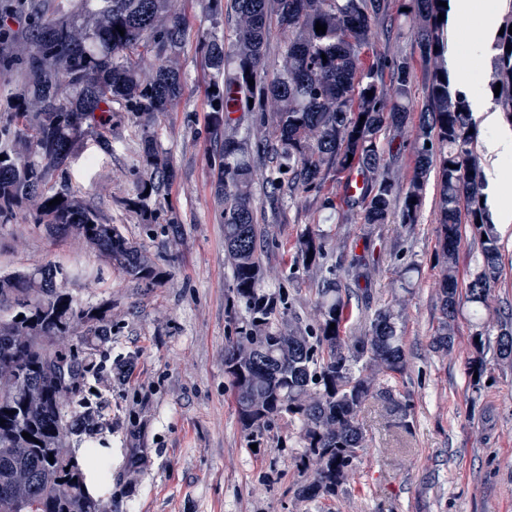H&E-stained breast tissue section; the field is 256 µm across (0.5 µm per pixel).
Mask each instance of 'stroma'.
Masks as SVG:
<instances>
[{
    "instance_id": "stroma-1",
    "label": "stroma",
    "mask_w": 512,
    "mask_h": 512,
    "mask_svg": "<svg viewBox=\"0 0 512 512\" xmlns=\"http://www.w3.org/2000/svg\"><path fill=\"white\" fill-rule=\"evenodd\" d=\"M188 25L180 57L184 93L174 108L144 125L116 106L104 126L112 142L103 153L85 137L67 176H49L48 192H68L122 227L163 271L161 284L140 288L111 269L75 236L58 238L44 226L21 220L0 224V275L52 263L69 270L62 289L87 309L106 311L107 343L95 351V372L78 395L97 406L100 427L74 448L84 460L93 447L108 466L91 471L102 512H512V367L486 350L480 398H473L466 365L472 328L460 321L451 353L430 343L440 316L436 298V225L431 206L404 240L395 225L366 236L359 220L335 214L346 200L343 180L329 178L321 191L281 195L270 205L261 166L253 185L267 233L261 245L266 270L262 288L285 295L291 312L311 323L310 290L337 259L373 250L385 257L371 282L387 299L402 267L399 249L418 267V286L407 297L404 332L411 368L390 380L410 396L408 428L393 426L381 406L360 418L369 446L336 495L314 501L297 495L305 475L298 427L282 419L261 435L242 432L224 347L246 316L224 255L223 203L215 194L216 143L210 115L215 77L201 51L205 38L232 40L233 20L215 16L209 0H172ZM491 47L469 56L464 71L450 70L454 87L468 97H487ZM172 161L175 176L158 194H141L139 160L143 130ZM333 208L324 206V199ZM183 227L172 240L168 226ZM323 231L324 268L304 271L297 240L306 227ZM505 275L494 288L484 319L512 316V227L499 231ZM405 259V260H406Z\"/></svg>"
}]
</instances>
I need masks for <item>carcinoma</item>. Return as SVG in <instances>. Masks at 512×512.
Wrapping results in <instances>:
<instances>
[{
    "label": "carcinoma",
    "instance_id": "cac0c4a2",
    "mask_svg": "<svg viewBox=\"0 0 512 512\" xmlns=\"http://www.w3.org/2000/svg\"><path fill=\"white\" fill-rule=\"evenodd\" d=\"M31 9L36 15L29 43L19 50L25 108L14 115L15 129L0 132V224L17 222L22 204L32 201L33 223L80 238L111 268L139 286H153L162 273L119 225L76 197L47 206L54 196L45 186L51 173L70 165L80 141L99 123L97 113L118 104L150 121L181 98L184 19L172 12L170 0H81L50 20L37 14L39 5ZM213 12H225L221 0ZM225 13L237 20L234 42L227 47L213 35L203 50L215 77L224 80L212 98L220 141L215 193L224 204V252L248 318L225 348L224 373L244 431L260 433L283 418L298 425L299 459L310 475L297 495L314 501L336 495L368 448L359 416L370 402L381 403L395 426L408 427L407 399L388 379L410 366L401 294L412 290V267L399 275L390 300L374 306L360 301L356 327L350 305L357 294L339 276L314 289L313 326L286 319L285 298L261 293L262 227L251 193L257 162L272 164L274 197L319 190L330 174L356 170L365 188L351 206L359 208L361 223L396 224L402 234L418 223L430 175L438 174L433 202L440 317L431 344L438 353L451 352L459 318L468 315L477 327L476 356L467 368L475 388L486 370L483 318L502 277L500 236L481 201L485 179L477 133H469L474 123L468 96L451 87L444 60L448 19L438 15L448 8L438 0H231ZM274 23L288 40L282 69L269 77L264 62ZM318 23L326 25L325 33L316 32ZM511 25L512 12L493 44L490 80L492 90L501 84L494 100L510 124ZM381 34L410 36L424 64L425 103L410 142L413 172L405 181L389 173L393 141L384 147L381 136L409 122L417 71L408 58L376 50ZM143 51L155 61L146 79L137 71ZM269 107L273 142L238 136L234 113ZM139 156L151 172L149 193L161 191L173 170L147 133ZM470 229L486 239L479 240V258L462 289L459 251ZM298 253L304 269L322 268L324 235L305 230ZM374 270L364 254L345 273L358 282ZM67 277L52 264L0 276V373L8 377L0 386V512H100L82 468L65 448L68 435L95 425V412L63 405L56 367H66L74 382L84 378L91 368L79 361V349L106 341L111 326L107 313L86 310L57 289V280ZM66 337L71 344L54 346ZM493 349L497 360L512 362V321L500 322Z\"/></svg>",
    "mask_w": 512,
    "mask_h": 512
}]
</instances>
